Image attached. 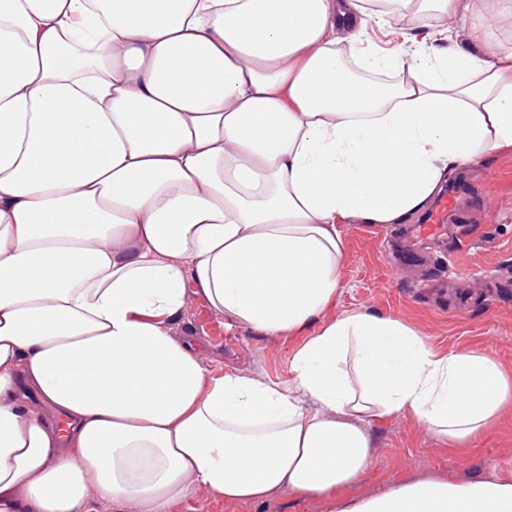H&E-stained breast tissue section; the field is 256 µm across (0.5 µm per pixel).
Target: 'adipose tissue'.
Masks as SVG:
<instances>
[{"instance_id": "obj_1", "label": "adipose tissue", "mask_w": 512, "mask_h": 512, "mask_svg": "<svg viewBox=\"0 0 512 512\" xmlns=\"http://www.w3.org/2000/svg\"><path fill=\"white\" fill-rule=\"evenodd\" d=\"M417 20L399 48L368 22ZM512 0H0V512L332 498L409 416L465 448L512 373L402 319L324 315L342 222L400 224L512 148ZM470 28L473 47L454 41ZM287 384L206 374L186 281ZM336 512H512V478L426 476Z\"/></svg>"}]
</instances>
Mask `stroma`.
Returning a JSON list of instances; mask_svg holds the SVG:
<instances>
[{
    "mask_svg": "<svg viewBox=\"0 0 512 512\" xmlns=\"http://www.w3.org/2000/svg\"><path fill=\"white\" fill-rule=\"evenodd\" d=\"M455 193L452 221L465 232L452 244L453 257L426 245L416 258L392 259L386 230L403 225L344 224L342 287L331 315L369 309L401 318L436 352L480 351L512 371V150L457 170L448 181ZM469 292L467 307H449L443 294L425 288L448 265ZM187 305L177 329L203 352L207 373H246L265 381L287 382L288 363L305 333L269 337L226 326L215 316L193 283H186ZM370 470L345 488L343 497L359 498L415 475H440L458 481L480 479L492 470L512 473V410H505L467 450L448 448L429 436L414 419L386 418L373 427ZM326 498L283 495L264 505L230 503L205 491L193 492L171 512H333Z\"/></svg>",
    "mask_w": 512,
    "mask_h": 512,
    "instance_id": "35a3bbf8",
    "label": "stroma"
}]
</instances>
